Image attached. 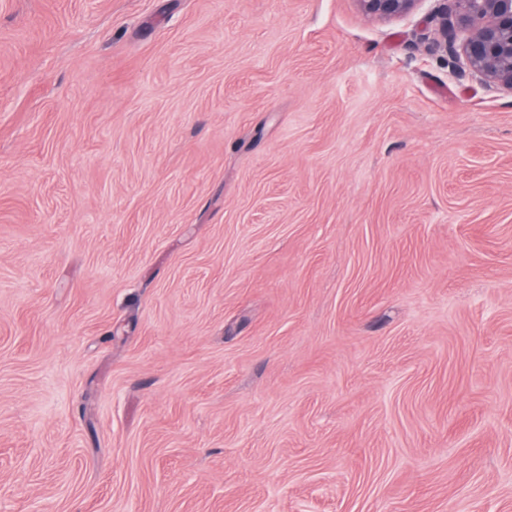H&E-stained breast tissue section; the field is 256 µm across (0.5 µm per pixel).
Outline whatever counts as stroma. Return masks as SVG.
Wrapping results in <instances>:
<instances>
[{"label":"stroma","mask_w":512,"mask_h":512,"mask_svg":"<svg viewBox=\"0 0 512 512\" xmlns=\"http://www.w3.org/2000/svg\"><path fill=\"white\" fill-rule=\"evenodd\" d=\"M356 0H0V512H512V91Z\"/></svg>","instance_id":"35a3bbf8"}]
</instances>
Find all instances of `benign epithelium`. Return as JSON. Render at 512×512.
I'll use <instances>...</instances> for the list:
<instances>
[{
	"mask_svg": "<svg viewBox=\"0 0 512 512\" xmlns=\"http://www.w3.org/2000/svg\"><path fill=\"white\" fill-rule=\"evenodd\" d=\"M357 2L365 14L391 19L409 14L420 0ZM432 19L435 37L429 49H441L455 58L458 73L475 76L488 87L512 91V0H441ZM457 28L465 31L459 44Z\"/></svg>",
	"mask_w": 512,
	"mask_h": 512,
	"instance_id": "1",
	"label": "benign epithelium"
}]
</instances>
